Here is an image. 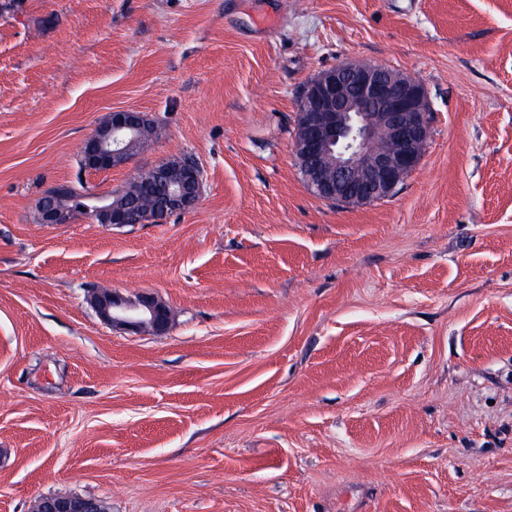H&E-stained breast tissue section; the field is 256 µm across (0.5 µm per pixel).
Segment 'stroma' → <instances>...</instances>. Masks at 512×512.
Instances as JSON below:
<instances>
[{"label": "stroma", "instance_id": "1", "mask_svg": "<svg viewBox=\"0 0 512 512\" xmlns=\"http://www.w3.org/2000/svg\"><path fill=\"white\" fill-rule=\"evenodd\" d=\"M0 8V512H512V0H10ZM419 81L418 167L314 196L299 94ZM152 141L80 171L111 113ZM188 157L190 212L44 224ZM171 313L104 322L92 288ZM59 195L57 204L59 207H65L68 210L62 212L56 208L51 202L54 195H48L42 204L40 211L41 221L44 224H64L71 221L75 216H85L99 224H128L125 209L116 204H109V200L105 196H96L95 202L101 204L93 208L81 207L77 210H69V207L86 205L82 202H77L74 197H79L72 188L58 189ZM104 502L90 497L43 496L36 503V512H102Z\"/></svg>", "mask_w": 512, "mask_h": 512}]
</instances>
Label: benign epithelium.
Here are the masks:
<instances>
[{
	"label": "benign epithelium",
	"instance_id": "1",
	"mask_svg": "<svg viewBox=\"0 0 512 512\" xmlns=\"http://www.w3.org/2000/svg\"><path fill=\"white\" fill-rule=\"evenodd\" d=\"M151 129L140 112H114L86 140L82 159L88 170L126 165L131 146ZM430 136L429 106L417 81L380 65L343 63L320 72L304 87L298 134L293 151L304 180L320 199L339 205L363 206L391 197L418 166ZM169 181L165 217L184 213L199 201L202 172L190 159L177 167L162 166ZM43 200L44 224H64L85 216L99 224L128 223L125 209L105 196L97 206L62 212ZM101 318L112 325L147 330L157 335L169 325L170 312L161 301H131L102 289L92 295ZM35 512H103V501L90 497L43 496Z\"/></svg>",
	"mask_w": 512,
	"mask_h": 512
}]
</instances>
